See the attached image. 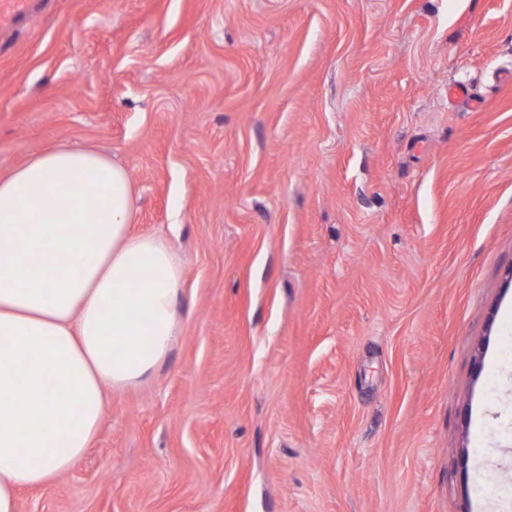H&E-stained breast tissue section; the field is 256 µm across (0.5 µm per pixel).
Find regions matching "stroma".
Here are the masks:
<instances>
[{"mask_svg":"<svg viewBox=\"0 0 512 512\" xmlns=\"http://www.w3.org/2000/svg\"><path fill=\"white\" fill-rule=\"evenodd\" d=\"M507 69L512 0H0V174L105 152L183 273L19 512H512Z\"/></svg>","mask_w":512,"mask_h":512,"instance_id":"stroma-1","label":"stroma"}]
</instances>
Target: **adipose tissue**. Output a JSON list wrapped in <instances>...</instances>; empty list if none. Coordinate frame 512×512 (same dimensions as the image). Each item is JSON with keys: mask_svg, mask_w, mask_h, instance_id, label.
<instances>
[{"mask_svg": "<svg viewBox=\"0 0 512 512\" xmlns=\"http://www.w3.org/2000/svg\"><path fill=\"white\" fill-rule=\"evenodd\" d=\"M129 171L63 145L0 175V512L71 470L105 393L133 386L176 333L180 267L140 235Z\"/></svg>", "mask_w": 512, "mask_h": 512, "instance_id": "adipose-tissue-1", "label": "adipose tissue"}]
</instances>
